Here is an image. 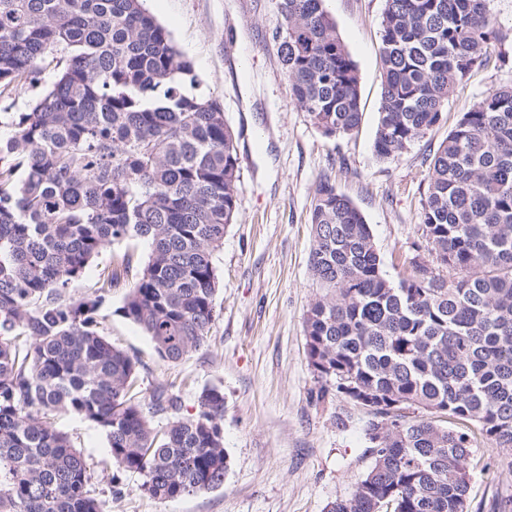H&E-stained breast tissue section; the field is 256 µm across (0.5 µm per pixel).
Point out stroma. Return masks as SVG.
<instances>
[{"label":"stroma","mask_w":512,"mask_h":512,"mask_svg":"<svg viewBox=\"0 0 512 512\" xmlns=\"http://www.w3.org/2000/svg\"><path fill=\"white\" fill-rule=\"evenodd\" d=\"M197 75L200 91L218 98L240 159L233 224L215 256L218 317L203 348L176 363L161 361L148 336L125 318L126 285L104 308L109 338L141 363L143 393L171 386L182 415L194 413L206 387L224 392V448L229 471L221 488L160 501L139 489L140 477L114 471L108 442L90 422L65 417L67 432L94 472L105 512H324L350 497L370 464L367 409L337 392L320 394L308 363L303 329L319 288L309 257V216L315 189L330 180L370 224L391 280L427 256L422 202L429 158L464 105L512 82V0L488 7L508 37L502 61L475 68L449 101L441 122L399 157L373 151L381 94L380 22L384 0H323L360 78L363 119L351 135L328 138L291 99L275 40L285 20L277 0H145ZM471 506L487 512L493 497L512 495V471L478 447Z\"/></svg>","instance_id":"stroma-1"}]
</instances>
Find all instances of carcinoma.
Listing matches in <instances>:
<instances>
[{"label": "carcinoma", "instance_id": "carcinoma-1", "mask_svg": "<svg viewBox=\"0 0 512 512\" xmlns=\"http://www.w3.org/2000/svg\"><path fill=\"white\" fill-rule=\"evenodd\" d=\"M277 6L292 101L324 136L351 134L358 69L323 0ZM506 38L487 0H385L375 155L411 149ZM48 72L13 111V93ZM198 86L143 0H0V512H104L61 416L105 434L113 494L123 472L156 500L224 484V392L203 389L188 417L164 388L144 396L139 360L100 321L133 271L121 311L161 361L208 340L240 173L223 105ZM427 181L429 256L396 282L359 208L327 180L316 189L308 363L320 395L344 383L372 395L371 464L326 512H469L480 440L512 469V83L460 112ZM136 240L150 244L138 270L126 252L92 293L68 296L103 252Z\"/></svg>", "mask_w": 512, "mask_h": 512}]
</instances>
